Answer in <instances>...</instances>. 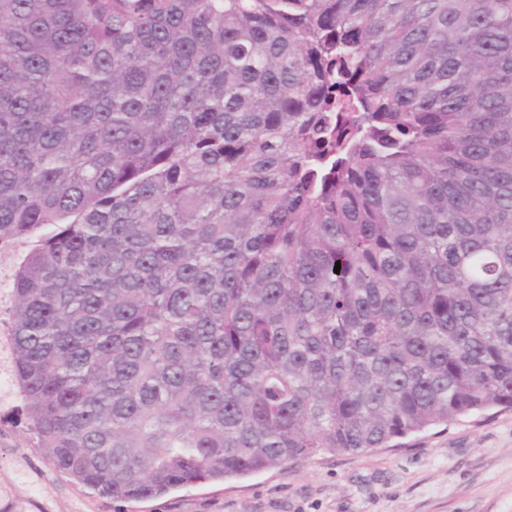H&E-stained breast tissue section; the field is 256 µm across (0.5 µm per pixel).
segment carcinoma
Masks as SVG:
<instances>
[{"label": "carcinoma", "instance_id": "obj_1", "mask_svg": "<svg viewBox=\"0 0 512 512\" xmlns=\"http://www.w3.org/2000/svg\"><path fill=\"white\" fill-rule=\"evenodd\" d=\"M30 236L6 369L102 498L512 410V0H0Z\"/></svg>", "mask_w": 512, "mask_h": 512}]
</instances>
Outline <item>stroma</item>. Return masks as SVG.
Segmentation results:
<instances>
[{
  "instance_id": "1",
  "label": "stroma",
  "mask_w": 512,
  "mask_h": 512,
  "mask_svg": "<svg viewBox=\"0 0 512 512\" xmlns=\"http://www.w3.org/2000/svg\"><path fill=\"white\" fill-rule=\"evenodd\" d=\"M22 238L0 250V337L6 291L33 247ZM28 512H512V410L403 439L396 448L324 454L243 478L205 481L144 501L90 494L56 471L20 401L0 400V503Z\"/></svg>"
}]
</instances>
